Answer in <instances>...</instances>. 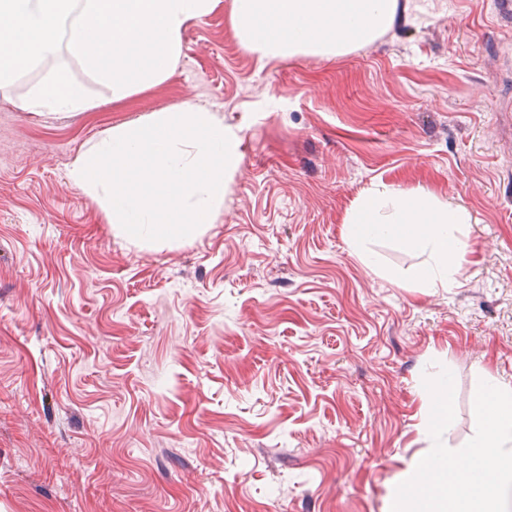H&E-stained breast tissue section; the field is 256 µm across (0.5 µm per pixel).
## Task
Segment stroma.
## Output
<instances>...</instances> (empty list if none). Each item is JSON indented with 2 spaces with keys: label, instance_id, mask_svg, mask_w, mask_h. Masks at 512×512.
I'll use <instances>...</instances> for the list:
<instances>
[{
  "label": "stroma",
  "instance_id": "stroma-1",
  "mask_svg": "<svg viewBox=\"0 0 512 512\" xmlns=\"http://www.w3.org/2000/svg\"><path fill=\"white\" fill-rule=\"evenodd\" d=\"M230 2L123 100L66 55L94 108L18 109L34 68L0 88V512H391L433 446L424 377L454 376L452 450L479 383L512 381V11L397 0L346 54L262 60ZM196 107L239 130L223 211L173 245L117 237L69 164ZM378 185L468 211L460 286L421 287L426 254L393 240L348 247Z\"/></svg>",
  "mask_w": 512,
  "mask_h": 512
}]
</instances>
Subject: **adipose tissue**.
<instances>
[{"instance_id":"obj_1","label":"adipose tissue","mask_w":512,"mask_h":512,"mask_svg":"<svg viewBox=\"0 0 512 512\" xmlns=\"http://www.w3.org/2000/svg\"><path fill=\"white\" fill-rule=\"evenodd\" d=\"M396 0H232L230 18L241 43L262 59L346 53L394 22ZM470 217L461 207L412 197L387 187L374 189L346 229L351 245L395 239L427 253L418 279L426 288L457 286L471 247L461 226Z\"/></svg>"}]
</instances>
